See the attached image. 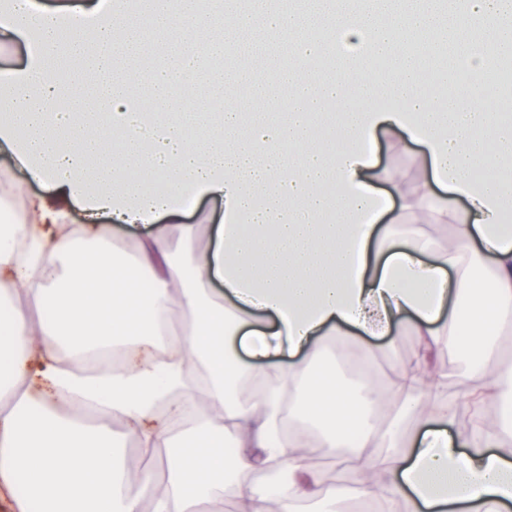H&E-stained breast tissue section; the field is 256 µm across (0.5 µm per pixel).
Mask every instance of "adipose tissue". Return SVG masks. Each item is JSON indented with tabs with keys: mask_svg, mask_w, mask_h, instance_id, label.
<instances>
[{
	"mask_svg": "<svg viewBox=\"0 0 512 512\" xmlns=\"http://www.w3.org/2000/svg\"><path fill=\"white\" fill-rule=\"evenodd\" d=\"M234 43L253 50L259 35L288 31L298 61L339 52L328 80L295 82L270 69L256 91L288 103V120L244 125L243 112L189 115L183 88L199 71L186 38L207 37L215 56L223 36L195 0L171 8L152 0L138 21L129 0H80L65 10L39 0H0V36L29 46L24 67L0 80V148L16 154L53 193L9 216L0 231V498L24 487L13 512L37 501L41 512H140L122 443L166 451L167 479L154 512H198L232 488L239 512H295L324 500L325 512L348 494L378 512H512V365L490 367L495 331L512 324V183L492 184L484 164L512 167V124L500 121L482 80L475 41L499 44L512 0H415L413 7H375L373 0H321L319 9L285 12L268 0H227ZM168 33L170 66L143 61L151 30ZM447 36L464 61L466 104L422 88L436 37ZM99 61L80 89L56 67L83 70L85 44ZM399 65L376 70L384 52ZM144 62V61H143ZM350 106L341 123L317 124L321 103ZM394 130L421 145L430 170L420 196L406 194L396 173L379 171L370 143ZM219 194L224 216L214 236L175 259L173 222L187 197ZM466 199L453 210L448 195ZM80 202L136 233L118 252L106 224H71ZM429 213L456 227L432 247L410 216ZM168 223H160V216ZM488 265L475 278L471 260ZM456 279H449V270ZM219 281L237 308L207 285ZM50 310V321L33 314ZM185 322L165 330L173 311ZM417 319L413 358L396 361L380 380L364 370L344 388L313 374L325 337L385 334L402 316ZM462 343L472 366L461 374L433 364L440 349ZM244 347L249 365L232 354ZM205 369L209 399L224 404L240 453L225 455L224 428L200 417L174 440L157 406L191 394L190 369ZM270 384L265 397L224 403L225 382ZM454 390L477 419L449 434L457 412L439 399ZM89 394L124 423L122 435L73 418L74 394ZM396 399L395 415L376 431L370 411ZM303 408L321 424V447L349 448L351 482L323 495L300 449L301 428L282 432L281 405ZM440 418L405 441L406 414ZM385 454L371 457L372 446ZM267 468L268 483L236 477Z\"/></svg>",
	"mask_w": 512,
	"mask_h": 512,
	"instance_id": "1",
	"label": "adipose tissue"
}]
</instances>
